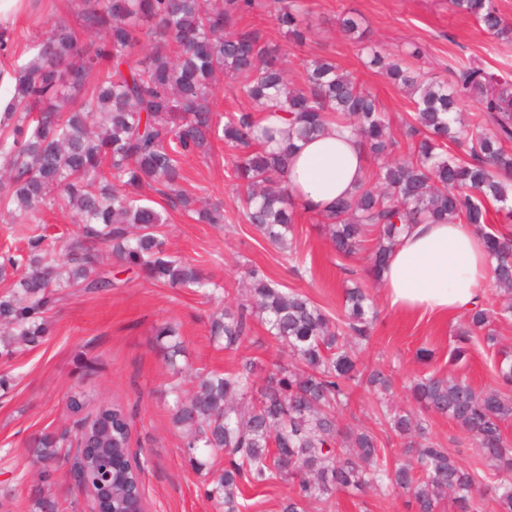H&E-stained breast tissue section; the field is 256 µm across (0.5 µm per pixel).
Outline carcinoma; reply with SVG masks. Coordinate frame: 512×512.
<instances>
[{"label": "carcinoma", "mask_w": 512, "mask_h": 512, "mask_svg": "<svg viewBox=\"0 0 512 512\" xmlns=\"http://www.w3.org/2000/svg\"><path fill=\"white\" fill-rule=\"evenodd\" d=\"M78 26L57 18L24 65L0 69L9 79L7 111L0 114V215L35 217L45 207L68 212L78 231L60 248L27 240L26 253L0 262V356L38 347L49 334L47 313L68 288L100 292L114 287L112 273L100 268L99 252L141 271L145 278L172 288H192L210 296L221 285L192 263L170 256L159 227L166 223L147 192L165 197L202 224L224 223V208L195 207L180 185L179 160L199 153L210 140H224L232 152V175L251 226L275 248L291 250L296 201L283 184L288 153L267 149L269 129L258 130V112L272 104L288 113L297 138L320 133L330 121L351 127L364 151L376 160L348 197L320 216L336 253L347 256L370 243L369 273L380 281L387 258L410 224H474L483 233L494 261L495 285L512 294V231L489 228V206L512 224V83L487 77L478 66L463 67L455 89L422 76L373 52L371 63L394 84L411 91L414 112L407 126L405 157L391 134L376 96L335 64L317 58L306 66L304 85L289 87L280 49L255 30L227 32L250 0H224L208 10L201 0H73ZM494 35L509 31L495 0H449ZM276 21L288 27L294 43L303 42L299 7L303 0H274ZM93 32L95 40L81 33ZM150 52L138 58L141 38ZM234 79L256 108L227 112L214 121V75ZM478 99L463 136L453 134L457 99ZM246 297L233 309L212 313L210 336L234 350L260 322L289 361H276L256 380L257 362L243 357L224 374L195 375L197 390L184 389L177 358L184 344L175 329L158 326L156 339L172 381V422L185 434V454L203 467L197 453L222 451L224 471L205 495L241 512V484H289L281 512H306L307 506L335 494L408 496L410 512H479L478 498L497 496L501 512H512V480L495 486L485 474L466 467L426 436L423 420L385 411L390 429L403 440L404 455L386 459L383 441L369 430L342 427L336 410L350 405L359 388L383 394L392 380L382 370L361 366L357 352L368 346L377 314L362 288L345 294L344 314L333 319L307 296L285 291L255 265L244 266ZM512 315V303L496 310L471 311L468 327L453 336L448 362L468 353L474 335L494 346L490 328ZM417 406L445 416L471 437L481 461L491 470L512 474V443L503 424L512 419V359L504 357L497 386L475 389L467 380L425 372L410 381ZM98 439L115 456L130 454L129 423L119 405H103L75 435L44 432L34 438L32 455L40 482L53 481L60 449ZM82 481L97 484L99 468L76 449L72 457ZM141 467L112 476V508L122 512L138 490ZM34 512H58L59 502L35 490Z\"/></svg>", "instance_id": "cac0c4a2"}]
</instances>
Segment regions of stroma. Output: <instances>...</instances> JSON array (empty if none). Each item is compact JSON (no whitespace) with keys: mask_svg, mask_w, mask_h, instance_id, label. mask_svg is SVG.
Masks as SVG:
<instances>
[{"mask_svg":"<svg viewBox=\"0 0 512 512\" xmlns=\"http://www.w3.org/2000/svg\"><path fill=\"white\" fill-rule=\"evenodd\" d=\"M303 44H293L286 28L274 19L272 0H252L249 11L236 17L240 29H253L278 46L292 84H303L305 65L316 58L332 60L378 98L394 134H402L414 105L409 95L390 83L370 64L369 47L403 60L426 80L453 81V70L466 62L498 79L512 81V36L488 34L477 20L451 7L449 0H306ZM68 9L67 0H0V24L9 27L11 48L6 64L19 65L31 55L34 41ZM356 16L358 35L340 31L343 15ZM183 189L197 200L224 208L221 226L197 223L190 214L158 200L167 222L162 227L168 253L192 261L225 285L226 303L238 297L244 265L260 267L284 290L309 297L329 313L344 310L345 288H367L379 312L368 348L360 361L392 375L394 392L387 397L359 389L350 409L341 411V426L373 430L383 440L388 460L401 454L399 438L385 426V407L410 409L403 385L427 368L467 379L476 389L494 385L502 349L512 350V318L494 322L499 348L474 338L467 357L449 364L448 348L455 330L465 327L467 314L439 318L431 314L402 315L382 301L380 284L365 274L366 255L337 256L315 216L301 213L294 226L291 253L264 241L244 223L230 177L231 158L222 141H212L207 153L181 160ZM77 230L72 218L44 210L34 224L0 220V252H24L29 234L46 235L62 244ZM114 288L88 293L72 290L49 312L52 330L37 348L0 357V500L9 512H29L30 492L39 469L27 453L28 442L44 431H77L99 406L118 404L130 417L132 460L143 462L141 474L146 512H224L203 494V486L220 474L226 459L217 452L205 466L192 468L184 453V438L169 413L166 384L170 372L155 344V329L169 322L185 342L182 359L188 373L231 370L241 357L252 356L270 368L277 351L261 326L238 349L227 350L209 335V317L216 302L183 288H172L111 264ZM83 400L72 412L70 398ZM430 437L463 465L476 468L480 459L464 430L441 416L427 417ZM308 512H406L405 499L367 492L335 495Z\"/></svg>","mask_w":512,"mask_h":512,"instance_id":"1","label":"stroma"}]
</instances>
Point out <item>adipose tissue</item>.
Here are the masks:
<instances>
[{"label": "adipose tissue", "instance_id": "adipose-tissue-1", "mask_svg": "<svg viewBox=\"0 0 512 512\" xmlns=\"http://www.w3.org/2000/svg\"><path fill=\"white\" fill-rule=\"evenodd\" d=\"M366 154L351 133L328 126L290 152L285 181L310 212L350 196L365 176ZM493 260L475 227L413 224L381 273L382 297L394 311L445 316L471 310L491 278Z\"/></svg>", "mask_w": 512, "mask_h": 512}]
</instances>
